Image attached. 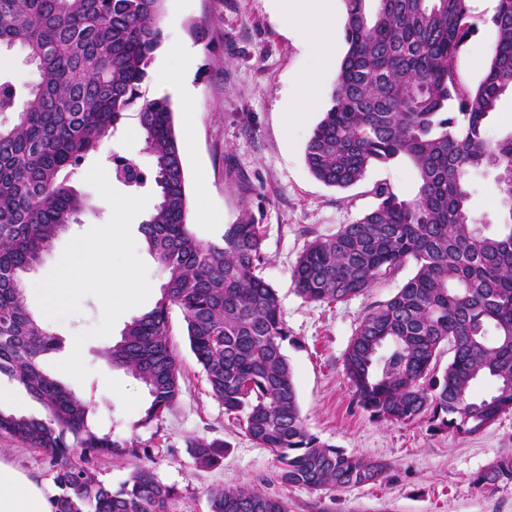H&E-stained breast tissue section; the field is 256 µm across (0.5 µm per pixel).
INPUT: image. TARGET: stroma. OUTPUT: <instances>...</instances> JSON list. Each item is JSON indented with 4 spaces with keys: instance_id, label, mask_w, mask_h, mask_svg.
I'll return each mask as SVG.
<instances>
[{
    "instance_id": "1",
    "label": "stroma",
    "mask_w": 512,
    "mask_h": 512,
    "mask_svg": "<svg viewBox=\"0 0 512 512\" xmlns=\"http://www.w3.org/2000/svg\"><path fill=\"white\" fill-rule=\"evenodd\" d=\"M476 30L455 61L460 80L476 84L485 72L495 32L485 9L471 4ZM160 26L164 35H178L195 48L197 65L190 76L196 90L195 109L188 112L172 97L174 125L187 175L189 222L201 239L217 241L224 227L241 220L258 224L264 263L261 274L275 289L291 337L284 352L293 371L301 415L309 431L322 441L384 463L378 482L321 494L288 490L290 512H512V486L489 492L477 488L474 475L499 455L512 451V412L471 436L430 431L425 420L392 424L374 420L359 407L343 373V355L368 307L389 299L414 273L405 266L378 280L366 296L344 303L305 301L295 291L292 269L311 241L353 223L377 204L373 189L386 182L399 195L417 191L409 162L369 167L355 185L338 189L317 181L305 163V146L322 119L321 109L300 119L296 83L315 70L318 58L298 35L279 21L276 0H165ZM109 148L89 155L82 174L73 178L89 209L82 223L69 226L34 271L45 277L65 246L91 227L106 224L111 208L88 184L85 170L104 163ZM205 194H198V183ZM469 208L475 219L493 232L502 213L496 173L487 169L471 179ZM136 252L146 264L151 292L141 306L125 312L111 334L84 343L83 360L90 368L84 382L56 372L65 359L66 343L100 321L102 305L92 296L80 312L60 319L45 317L35 297L27 305L60 339L61 349L46 356L44 368L74 393L91 398V424L102 432L134 441L141 454L87 461L95 478L119 486L139 466L174 486L178 496L170 512H209L211 491L224 487L256 489L275 495L279 486L267 483L275 469L272 454L260 447L224 412L211 392L185 336L179 310L171 312V339L182 373L181 394L160 421L141 426L148 402L145 386L130 373L111 366L103 350L121 339L125 325L150 310L160 297L164 274L137 241ZM193 437L224 444L219 466L197 467L186 442ZM0 460L36 477L54 489L48 457L0 434Z\"/></svg>"
}]
</instances>
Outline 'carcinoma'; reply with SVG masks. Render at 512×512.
I'll return each mask as SVG.
<instances>
[{
	"mask_svg": "<svg viewBox=\"0 0 512 512\" xmlns=\"http://www.w3.org/2000/svg\"><path fill=\"white\" fill-rule=\"evenodd\" d=\"M165 0H0V50L23 49L41 81L26 86L22 106L0 78V376L19 382L46 409L44 418L0 411V433L44 452L59 493L52 512H169L176 490L147 467L117 489L75 458L139 456L112 432L88 423L91 402L46 374L41 358L61 341L28 310L24 273L89 205L71 185L86 157L100 150L136 112L145 173L111 155L117 181L137 192L150 184L157 203L139 225L166 273L155 306L125 325L103 352L147 387L140 424L159 419L180 394L169 314L178 308L189 346L226 414L274 456V480L311 492L377 482L385 465L321 441L307 429L283 343L288 329L277 293L259 275L262 234L248 220L224 226L221 241L189 228V201L174 111L142 85L163 43ZM347 51L329 107L305 148L310 173L348 188L367 168L408 161L419 187L405 199L387 184L376 206L336 233L316 237L292 281L309 302L340 303L412 263L415 272L389 300L373 305L345 352L343 370L359 406L378 421L425 418L434 430L472 435L512 411V204L493 234L469 207L468 176L512 177V134L491 141L488 117L512 94V0H498L495 41L477 85L458 77L455 59L476 23L468 0H344ZM452 357L438 377L442 345ZM489 378L494 391L477 398ZM201 467L223 457L217 440L192 438ZM473 484L491 492L512 485V453ZM210 512H288V497L244 488L210 494Z\"/></svg>",
	"mask_w": 512,
	"mask_h": 512,
	"instance_id": "1",
	"label": "carcinoma"
}]
</instances>
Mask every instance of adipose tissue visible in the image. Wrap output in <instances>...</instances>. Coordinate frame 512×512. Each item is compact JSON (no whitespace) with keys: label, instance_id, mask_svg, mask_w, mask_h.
<instances>
[{"label":"adipose tissue","instance_id":"ef3b65f1","mask_svg":"<svg viewBox=\"0 0 512 512\" xmlns=\"http://www.w3.org/2000/svg\"><path fill=\"white\" fill-rule=\"evenodd\" d=\"M282 22L299 31L324 62L336 56L334 0H288ZM0 512H51L50 500L36 479L0 461Z\"/></svg>","mask_w":512,"mask_h":512}]
</instances>
